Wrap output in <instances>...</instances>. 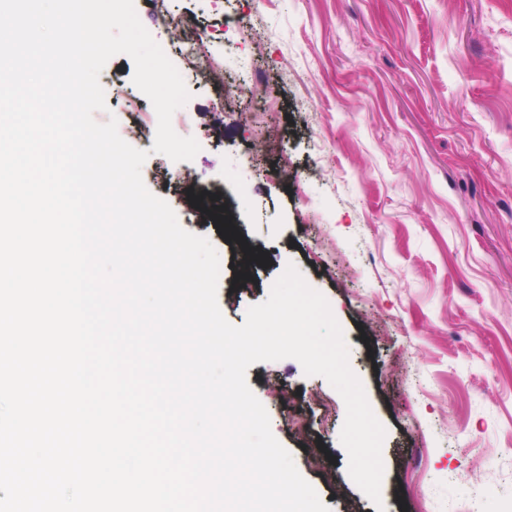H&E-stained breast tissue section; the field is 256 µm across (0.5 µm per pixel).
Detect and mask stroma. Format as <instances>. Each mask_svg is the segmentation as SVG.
I'll return each instance as SVG.
<instances>
[{
	"mask_svg": "<svg viewBox=\"0 0 512 512\" xmlns=\"http://www.w3.org/2000/svg\"><path fill=\"white\" fill-rule=\"evenodd\" d=\"M134 8L184 80L200 151L153 152L125 55L100 74L95 120L148 151V190L215 247L230 324L290 264L327 298L387 429L376 504L348 475L339 393L295 359L255 363L247 382L298 471L330 512H512V0ZM187 18L223 87L172 46ZM190 188L233 228L197 216Z\"/></svg>",
	"mask_w": 512,
	"mask_h": 512,
	"instance_id": "1",
	"label": "stroma"
}]
</instances>
